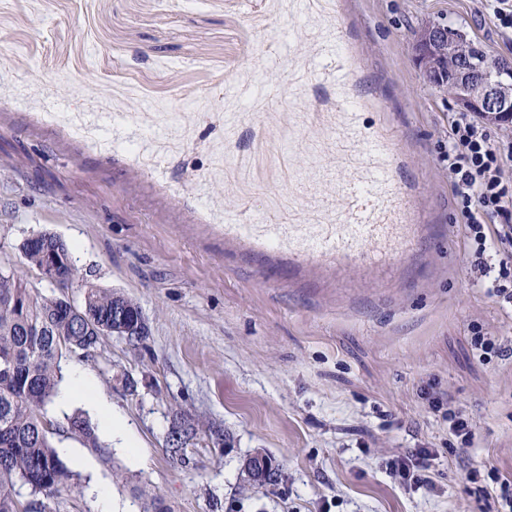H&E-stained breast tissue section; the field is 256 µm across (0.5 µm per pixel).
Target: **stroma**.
I'll list each match as a JSON object with an SVG mask.
<instances>
[{
	"instance_id": "35a3bbf8",
	"label": "stroma",
	"mask_w": 512,
	"mask_h": 512,
	"mask_svg": "<svg viewBox=\"0 0 512 512\" xmlns=\"http://www.w3.org/2000/svg\"><path fill=\"white\" fill-rule=\"evenodd\" d=\"M428 18L512 58L474 0H0V262L57 236L150 329L62 358L136 451L100 432L106 464L54 434L74 477L52 512H98V483L120 512L154 497L172 512H500L465 462L512 471V319L472 285L438 159L453 103L407 41ZM354 124L355 155L385 142L410 201L394 223L424 227L413 256L375 271L305 260L262 224L345 223L327 173ZM475 324L506 356L480 360ZM431 394L470 417L472 448ZM179 411L226 434L200 436L183 468L164 451ZM415 448L437 451L433 489L385 467ZM257 454L277 469L259 489L245 471Z\"/></svg>"
}]
</instances>
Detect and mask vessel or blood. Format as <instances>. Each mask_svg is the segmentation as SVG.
<instances>
[{
	"instance_id": "vessel-or-blood-1",
	"label": "vessel or blood",
	"mask_w": 512,
	"mask_h": 512,
	"mask_svg": "<svg viewBox=\"0 0 512 512\" xmlns=\"http://www.w3.org/2000/svg\"><path fill=\"white\" fill-rule=\"evenodd\" d=\"M347 221L343 224H296L271 217V235L304 238L309 258L363 268L404 260L419 244L418 227L392 221L395 207L403 203L401 189L390 168L381 160L379 145L369 146L356 175L345 180Z\"/></svg>"
}]
</instances>
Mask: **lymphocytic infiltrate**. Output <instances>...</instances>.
<instances>
[{
	"mask_svg": "<svg viewBox=\"0 0 512 512\" xmlns=\"http://www.w3.org/2000/svg\"><path fill=\"white\" fill-rule=\"evenodd\" d=\"M477 287L512 317V143L496 141L479 118L455 113L440 142Z\"/></svg>",
	"mask_w": 512,
	"mask_h": 512,
	"instance_id": "1",
	"label": "lymphocytic infiltrate"
}]
</instances>
